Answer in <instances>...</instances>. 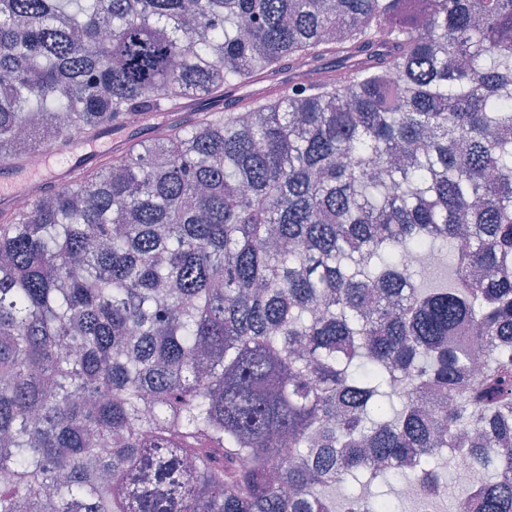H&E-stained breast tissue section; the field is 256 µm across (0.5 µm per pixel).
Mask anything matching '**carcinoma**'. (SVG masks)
<instances>
[{"mask_svg":"<svg viewBox=\"0 0 512 512\" xmlns=\"http://www.w3.org/2000/svg\"><path fill=\"white\" fill-rule=\"evenodd\" d=\"M179 101L0 208V512H512V0H0L1 164ZM160 123L161 119L159 118V116H156L150 120L141 121L136 126H130L129 128L124 130L112 131V141L117 142V149L119 152L122 149L123 145L126 144V141L130 134L134 133L136 134V137L143 140L154 138L156 135L155 127Z\"/></svg>","mask_w":512,"mask_h":512,"instance_id":"1","label":"carcinoma"}]
</instances>
